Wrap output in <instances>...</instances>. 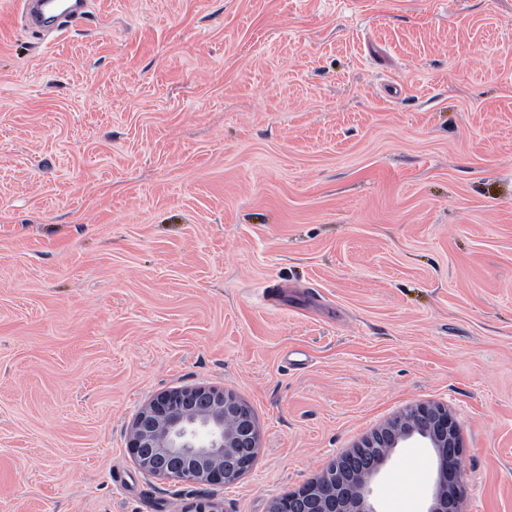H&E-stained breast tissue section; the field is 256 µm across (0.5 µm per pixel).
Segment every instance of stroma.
<instances>
[{"instance_id": "1", "label": "stroma", "mask_w": 512, "mask_h": 512, "mask_svg": "<svg viewBox=\"0 0 512 512\" xmlns=\"http://www.w3.org/2000/svg\"><path fill=\"white\" fill-rule=\"evenodd\" d=\"M195 386L254 415L234 484L130 455ZM427 402L464 512H512V0H90L51 33L0 0V512H268ZM434 480L398 448L374 496Z\"/></svg>"}]
</instances>
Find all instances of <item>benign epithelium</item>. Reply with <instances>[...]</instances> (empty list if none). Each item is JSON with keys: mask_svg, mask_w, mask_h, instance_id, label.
Instances as JSON below:
<instances>
[{"mask_svg": "<svg viewBox=\"0 0 512 512\" xmlns=\"http://www.w3.org/2000/svg\"><path fill=\"white\" fill-rule=\"evenodd\" d=\"M433 451L436 479L427 512H463V441L448 406L422 403L374 429L321 475L274 499L269 512H379L374 484L397 448ZM127 447L151 476L226 485L249 472L257 458L252 411L234 394L197 386L167 390L135 416Z\"/></svg>", "mask_w": 512, "mask_h": 512, "instance_id": "1", "label": "benign epithelium"}]
</instances>
